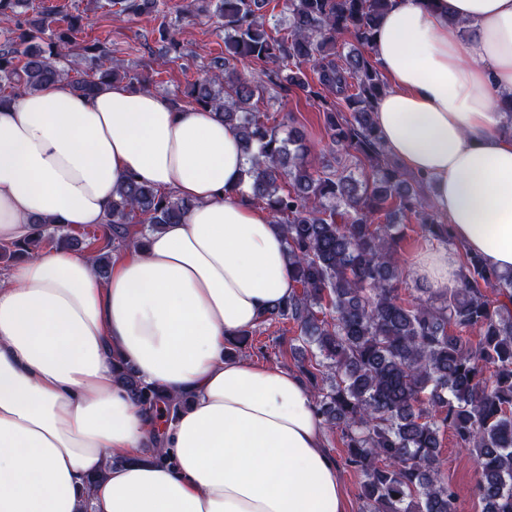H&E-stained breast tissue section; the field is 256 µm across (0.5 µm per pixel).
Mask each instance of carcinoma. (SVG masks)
I'll return each mask as SVG.
<instances>
[{
	"label": "carcinoma",
	"instance_id": "carcinoma-1",
	"mask_svg": "<svg viewBox=\"0 0 512 512\" xmlns=\"http://www.w3.org/2000/svg\"><path fill=\"white\" fill-rule=\"evenodd\" d=\"M119 13H161L166 0H107ZM214 12L224 20L225 52L187 81L186 104L216 113L239 134L248 161V201L267 209L286 236L293 292L261 324L292 323L310 354L303 372L314 384L316 412L341 429L345 464L359 477V512H457V494L441 464V436L453 433L476 461L473 494L482 512H512V273L462 255L459 285L426 298L401 292L398 247L405 224L454 245L448 224L427 202V181L404 171L384 149L373 101L387 88L377 63L361 48L371 44L390 0H283L284 34L267 32L268 0H189L185 12ZM46 9L17 23L0 41V95L37 92L67 80L92 95L110 83L148 88L151 76L118 71L112 49L81 45L84 16L54 19ZM354 45L336 63V43ZM84 57L67 69L61 58ZM241 59L262 64L246 75ZM316 68L321 90L305 69ZM315 96L336 152L355 159L360 173L326 164L305 140L283 133L259 111L268 86ZM342 97L346 110L321 91ZM191 203L128 180L112 201L103 234L71 235L41 219L40 238L0 247V257L22 258L47 242L57 249L84 244L98 274L111 255L132 244L130 226L160 231L178 224ZM119 378L141 405L158 393L124 366Z\"/></svg>",
	"mask_w": 512,
	"mask_h": 512
}]
</instances>
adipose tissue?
<instances>
[{"label":"adipose tissue","mask_w":512,"mask_h":512,"mask_svg":"<svg viewBox=\"0 0 512 512\" xmlns=\"http://www.w3.org/2000/svg\"><path fill=\"white\" fill-rule=\"evenodd\" d=\"M391 2L372 46L388 79L375 124L458 245L414 271L457 287L466 251L512 272V0ZM245 170L233 127L147 90L59 80L0 105V243L36 238L42 218L104 224L130 178L191 204L114 253L107 278L61 251L0 276V512H349L299 377L224 355L293 291ZM123 364L182 402L175 419L135 404Z\"/></svg>","instance_id":"1"}]
</instances>
